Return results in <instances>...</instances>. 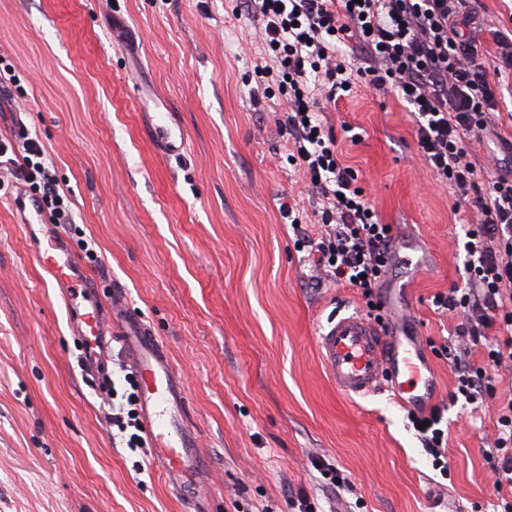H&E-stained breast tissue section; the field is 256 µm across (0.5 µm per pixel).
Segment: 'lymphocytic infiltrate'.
<instances>
[{"mask_svg": "<svg viewBox=\"0 0 512 512\" xmlns=\"http://www.w3.org/2000/svg\"><path fill=\"white\" fill-rule=\"evenodd\" d=\"M234 12L262 30L266 64L254 72L252 96L279 92L287 109L277 123L287 130L292 158L316 192L323 229L310 235L303 215L291 209L288 222L325 278L360 291L367 313L378 311V288L392 260L393 227L381 223L357 184V174L338 151L320 114L326 104L352 93L357 80L392 89L411 113L420 153L438 181L480 214L468 225L464 270L469 287L435 294L433 306L460 314L457 335L479 346L482 365L440 345L450 358L456 393L482 407L490 390L488 368L512 364V176L481 180V163L469 142L482 138L512 71V35L495 40V54L480 57L465 29L479 25L470 0H235ZM352 43V58L339 57L338 43ZM276 88H269V78ZM38 139L22 147L0 142V166L23 178L54 224H68L72 211L66 189L43 161ZM127 394L113 406L120 442L142 452L147 442ZM425 445L440 470H447V438L438 409L413 412ZM502 494V512H512V400L500 405L496 434L487 452Z\"/></svg>", "mask_w": 512, "mask_h": 512, "instance_id": "obj_1", "label": "lymphocytic infiltrate"}]
</instances>
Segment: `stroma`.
I'll return each mask as SVG.
<instances>
[{
	"instance_id": "stroma-1",
	"label": "stroma",
	"mask_w": 512,
	"mask_h": 512,
	"mask_svg": "<svg viewBox=\"0 0 512 512\" xmlns=\"http://www.w3.org/2000/svg\"><path fill=\"white\" fill-rule=\"evenodd\" d=\"M231 0H0V54L15 83L0 98V139L13 122L46 149L69 192L65 234L95 295L127 293L183 375L188 418L201 435L206 512H494L484 459L512 368L488 369L480 408L451 401L455 374L431 356L448 423L449 477L432 466L407 411L389 391L341 396L315 344L320 322L364 308L356 289L316 278L280 209L310 190L289 164L276 120L280 97L253 101L264 51ZM185 147L154 137L158 104ZM475 150L489 171L512 172V95L503 94ZM345 162L380 221L420 248L394 285L423 350L449 344L459 316L432 298L467 285L468 205L430 172L409 112L391 90L357 82L326 112ZM60 291L28 250L0 191V512H194L154 464L115 443L110 408L80 366ZM340 486L326 485L316 461Z\"/></svg>"
}]
</instances>
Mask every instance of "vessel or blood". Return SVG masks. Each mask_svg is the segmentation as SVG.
I'll list each match as a JSON object with an SVG mask.
<instances>
[{
    "label": "vessel or blood",
    "mask_w": 512,
    "mask_h": 512,
    "mask_svg": "<svg viewBox=\"0 0 512 512\" xmlns=\"http://www.w3.org/2000/svg\"><path fill=\"white\" fill-rule=\"evenodd\" d=\"M11 207L25 227L46 222L38 201L25 192L12 197ZM29 248L57 282L73 315L74 334L103 350L109 341L119 343L138 381L140 420L155 467L182 494L199 499L200 433L187 419L186 390L164 343L129 310L123 289H113L106 303L91 295L94 282L81 270L61 233L31 240ZM80 288L86 297H77ZM380 306V322L355 311L319 325L315 342L326 375L344 396L362 397L384 389L403 406L428 409L435 385L417 326L410 313L395 311L390 294L382 295Z\"/></svg>",
    "instance_id": "vessel-or-blood-1"
}]
</instances>
